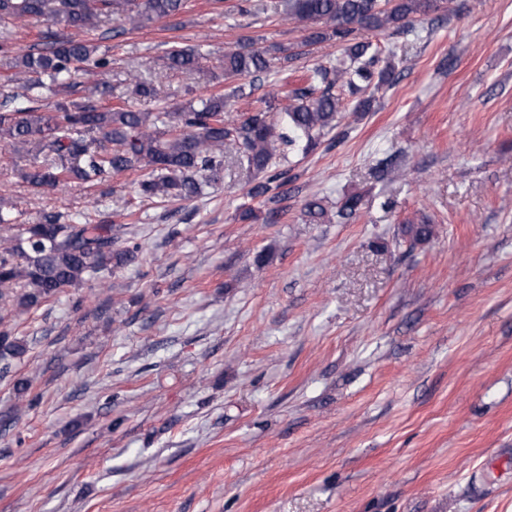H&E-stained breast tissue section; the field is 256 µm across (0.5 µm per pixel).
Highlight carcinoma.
<instances>
[{"label":"carcinoma","instance_id":"1","mask_svg":"<svg viewBox=\"0 0 512 512\" xmlns=\"http://www.w3.org/2000/svg\"><path fill=\"white\" fill-rule=\"evenodd\" d=\"M288 15L310 26L304 44L334 42L343 57L311 70L288 93L292 104L282 108L285 127L268 119L275 95L261 98L264 107L237 119L227 103L237 88L215 93L199 105L189 102L175 112H135L108 107L109 87L83 89L75 75L87 66L106 70L111 59L87 39L49 33L42 43L20 53L8 39L0 41L4 78L21 83L23 93L0 103V142L14 154L32 157L22 178L41 190L71 184L95 186L129 170H140L136 184L145 198L189 200L224 176V146L235 149L236 163L265 180L250 188L254 198L281 187L283 173L270 171L272 159L288 153H307L326 131L336 126L340 98L335 88L351 94L371 85L396 81L393 63L379 69L372 44L357 40L361 28L397 35L408 30L416 16L442 9L444 0H285ZM188 0H0V21L44 18L79 33L95 30L101 18L115 17L113 35L135 28L143 18L177 17ZM200 55L175 47L162 57L164 67L179 72L196 68ZM224 80L246 79L271 71L267 50L249 41L217 59ZM51 160L39 161V155ZM402 234L410 244L435 236L429 223L406 224ZM136 244L116 246L112 224L79 223L50 212L35 224H18L0 198V361L20 358L26 344L3 326L4 317L20 319L33 307L57 296L62 289L94 283L105 286L112 267L136 259Z\"/></svg>","mask_w":512,"mask_h":512}]
</instances>
